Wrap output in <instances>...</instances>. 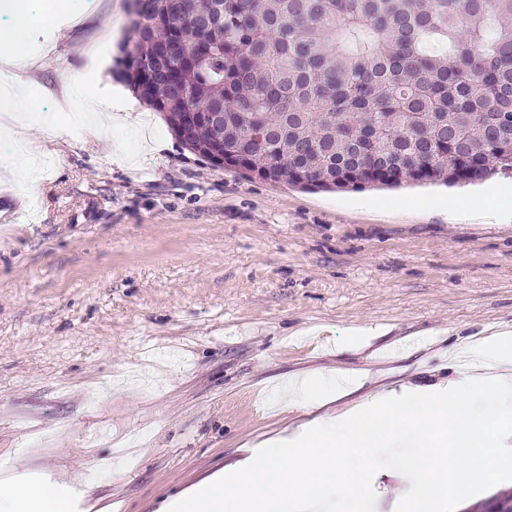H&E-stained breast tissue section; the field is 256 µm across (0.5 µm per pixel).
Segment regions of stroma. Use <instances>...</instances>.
<instances>
[{"label": "stroma", "instance_id": "obj_1", "mask_svg": "<svg viewBox=\"0 0 512 512\" xmlns=\"http://www.w3.org/2000/svg\"><path fill=\"white\" fill-rule=\"evenodd\" d=\"M96 2L33 30L26 105L0 110L39 177L0 173V470H92L96 512H161L294 423L305 373L361 377L336 413L453 378L450 348L512 332V223L446 215L481 187L324 192L214 168L143 101L118 105L133 0ZM75 77L90 109L65 99Z\"/></svg>", "mask_w": 512, "mask_h": 512}]
</instances>
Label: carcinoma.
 Here are the masks:
<instances>
[{"instance_id":"carcinoma-1","label":"carcinoma","mask_w":512,"mask_h":512,"mask_svg":"<svg viewBox=\"0 0 512 512\" xmlns=\"http://www.w3.org/2000/svg\"><path fill=\"white\" fill-rule=\"evenodd\" d=\"M122 75L195 149L304 189L512 172V0H140Z\"/></svg>"}]
</instances>
